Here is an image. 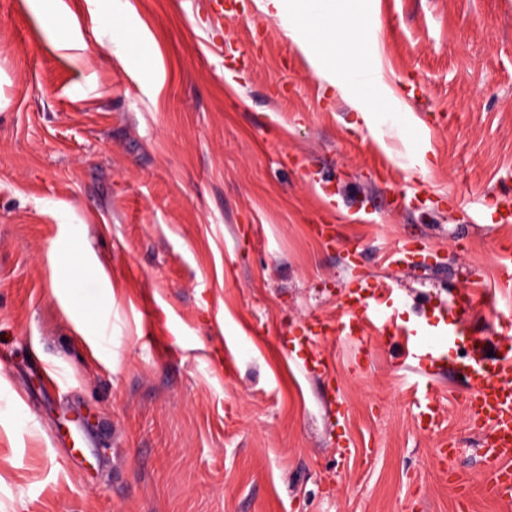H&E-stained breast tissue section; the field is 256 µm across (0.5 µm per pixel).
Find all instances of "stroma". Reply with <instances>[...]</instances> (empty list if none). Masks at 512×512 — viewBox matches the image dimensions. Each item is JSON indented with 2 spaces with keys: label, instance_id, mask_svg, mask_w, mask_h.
I'll return each instance as SVG.
<instances>
[{
  "label": "stroma",
  "instance_id": "35a3bbf8",
  "mask_svg": "<svg viewBox=\"0 0 512 512\" xmlns=\"http://www.w3.org/2000/svg\"><path fill=\"white\" fill-rule=\"evenodd\" d=\"M369 13L411 109L382 145L254 0H0V512H460L446 442L505 512L457 376L424 433L400 344L327 338V378L293 347L358 276L415 326L479 271L496 352L512 316V223L469 206L512 211V0ZM404 240L426 259L384 264Z\"/></svg>",
  "mask_w": 512,
  "mask_h": 512
}]
</instances>
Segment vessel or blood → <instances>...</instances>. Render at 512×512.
Listing matches in <instances>:
<instances>
[{
  "mask_svg": "<svg viewBox=\"0 0 512 512\" xmlns=\"http://www.w3.org/2000/svg\"><path fill=\"white\" fill-rule=\"evenodd\" d=\"M494 308L495 297L488 290H471L457 299L448 317L437 323H425L410 329L396 321L397 301L392 297L375 296L370 282L357 281L350 287L344 313L336 322L314 319L306 328L302 342L304 367L314 373L329 372L327 357L317 351L318 342L334 336L344 342L361 340L373 334L375 340L401 343L411 367L419 375L432 377L440 370L451 350L459 343H468L471 354L461 360L458 369L466 382L464 406L467 419L481 439L483 455L491 464L487 475L494 497L512 504V349L495 357L482 354L478 338L466 334L463 317L473 300ZM415 406L420 425H436L441 404L429 389H415ZM455 446L441 449L444 464L441 471L450 483L456 484L460 504H467L470 490L460 483L449 460Z\"/></svg>",
  "mask_w": 512,
  "mask_h": 512,
  "instance_id": "1",
  "label": "vessel or blood"
}]
</instances>
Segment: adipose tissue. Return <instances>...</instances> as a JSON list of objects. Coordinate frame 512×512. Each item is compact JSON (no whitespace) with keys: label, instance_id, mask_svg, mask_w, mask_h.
Instances as JSON below:
<instances>
[{"label":"adipose tissue","instance_id":"ef3b65f1","mask_svg":"<svg viewBox=\"0 0 512 512\" xmlns=\"http://www.w3.org/2000/svg\"><path fill=\"white\" fill-rule=\"evenodd\" d=\"M280 23L325 87L344 100L357 124L379 136L405 138L396 113L406 111L380 73L378 42L366 25L365 0H255Z\"/></svg>","mask_w":512,"mask_h":512}]
</instances>
